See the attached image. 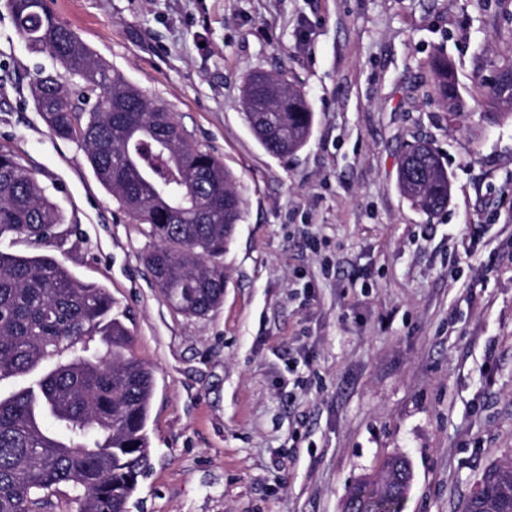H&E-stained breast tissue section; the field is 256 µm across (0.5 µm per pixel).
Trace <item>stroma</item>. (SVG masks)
<instances>
[{
  "label": "stroma",
  "mask_w": 512,
  "mask_h": 512,
  "mask_svg": "<svg viewBox=\"0 0 512 512\" xmlns=\"http://www.w3.org/2000/svg\"><path fill=\"white\" fill-rule=\"evenodd\" d=\"M105 61L165 104L188 141L237 181L224 301L171 307L143 263L156 244L55 138L31 87L54 69L0 0V149L64 215L55 253L110 289L154 370L151 466L129 512H342L350 486L394 454L404 512H459L512 454V118L485 115L512 64V0H47ZM444 51L465 101L431 90ZM256 71L285 76L314 123L295 154L245 121ZM427 140L452 184L427 214L397 183Z\"/></svg>",
  "instance_id": "1"
}]
</instances>
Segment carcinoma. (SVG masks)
<instances>
[{"mask_svg": "<svg viewBox=\"0 0 512 512\" xmlns=\"http://www.w3.org/2000/svg\"><path fill=\"white\" fill-rule=\"evenodd\" d=\"M29 46L83 77L66 89L56 75L37 78L32 99L53 133L79 143L97 179L159 245L144 257L155 286L179 312L205 316L224 300V246L241 218L233 176L209 151L187 141L174 113L113 71L47 0H8ZM433 87L458 119L464 102L452 62L429 63ZM244 89L245 120L268 125L257 137L270 154L300 151L313 126L305 96L283 78ZM489 114L512 116V81L490 87ZM403 194L424 211L448 205V174L429 153L404 155ZM63 223L34 174L0 149V238L50 245ZM109 290L78 280L56 255L0 250V381L35 378L0 397V512H51L64 486L79 512H128L138 477L150 468L147 424L154 394L150 367L132 353L134 336ZM462 512H512V457L490 465ZM411 470L402 456L354 483L353 512H403Z\"/></svg>", "mask_w": 512, "mask_h": 512, "instance_id": "cac0c4a2", "label": "carcinoma"}]
</instances>
